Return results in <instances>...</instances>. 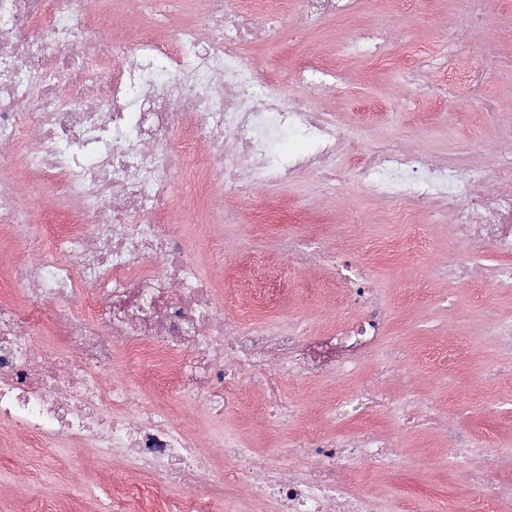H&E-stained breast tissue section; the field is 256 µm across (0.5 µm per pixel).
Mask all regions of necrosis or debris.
Wrapping results in <instances>:
<instances>
[{
    "label": "necrosis or debris",
    "mask_w": 512,
    "mask_h": 512,
    "mask_svg": "<svg viewBox=\"0 0 512 512\" xmlns=\"http://www.w3.org/2000/svg\"><path fill=\"white\" fill-rule=\"evenodd\" d=\"M205 3L207 27L184 25L166 42L141 39L123 61L113 41L98 36L112 27L103 0H0V144L22 160L0 170V232L28 212L19 181L40 182L56 201L41 215L54 251L22 253L5 274L14 291L0 296V425L128 461L138 479L113 488L114 512H215L198 488L229 485L233 473L249 474L251 497L270 512H393L340 478L355 464L398 469L399 450L381 434L312 431L301 443L285 441L261 467L228 439L219 468L158 405L139 402L125 382L97 381L121 357L148 358L156 381L188 396L242 384L247 372L272 365L307 381L347 379L373 360L389 321L368 275L375 255L413 259L408 238L384 241L355 264L337 243L310 251V265L344 269L357 310L326 342L307 341V325L292 318L254 329L219 308L180 226L165 221L171 171L193 182L204 209L216 187L247 199L304 171L341 179L338 146L349 134L310 94L335 86L339 62L354 56L393 60L421 99L452 100L458 85L443 77L447 57L393 56L404 32L374 26L353 32L335 64H300L294 80L302 92L291 95L247 63L243 47L270 39L289 6L314 24L354 14L359 0ZM284 134L308 151L278 159L270 147ZM350 174L383 201L449 214L462 251L435 267L438 278L512 288L511 154L462 168L369 141ZM487 250L501 264H478ZM44 332L59 337L60 352L36 345ZM173 485L182 498L169 497Z\"/></svg>",
    "instance_id": "4bbe7bcc"
}]
</instances>
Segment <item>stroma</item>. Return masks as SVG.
<instances>
[{
	"label": "stroma",
	"instance_id": "obj_1",
	"mask_svg": "<svg viewBox=\"0 0 512 512\" xmlns=\"http://www.w3.org/2000/svg\"><path fill=\"white\" fill-rule=\"evenodd\" d=\"M115 7L117 36L126 32L164 40L183 21L207 23L202 0H156L155 9L165 16L160 26L146 16L145 0H117ZM460 7V0H362L354 17L308 28L291 12L284 19L279 44H256L243 55L275 76L303 57H334L353 28L371 23L405 31L406 40L397 48L403 56L448 55L455 43L472 44L467 66L476 71L493 68L497 78L484 86L481 98L446 104V111L453 114L450 121H421L419 103L402 72L372 58L350 60L337 87L315 94L314 104L371 137L392 139L435 159L481 166L489 163L491 150L512 149V7L471 0L481 23L458 29L454 22ZM169 179L172 201L167 221L182 225L199 275L219 287L218 304L247 324L273 321L277 315L257 316L239 309L224 289L225 282L238 276L286 283L292 294L290 314L312 320L314 330L321 333L335 329L348 310L335 272L298 257L280 256L276 238L304 237L320 228L346 239L354 256L388 238L416 233L423 240L411 264L401 266L383 256L370 270L390 311L383 354L405 355L406 378L391 369L369 367L361 378L327 387L272 367L251 372L247 396H239L228 384L189 399L170 389L157 393L147 363H116L115 375L139 395L160 398L171 419L188 429L215 466L224 464L228 436L254 452L258 462L273 458L283 429L271 412L296 408L303 417L294 436L312 429L342 435L363 428L396 442L404 464L395 474L377 476L372 490L398 504L399 512H461L474 499L476 488L467 464H452L447 458L452 425L474 432L488 471L512 481V374L483 386L482 373L494 368L502 353L493 336L479 329L491 309L512 320V293L467 284L451 288L432 277V268L447 262L453 250L446 214L408 217L400 205L377 200L351 180L326 185L305 172L288 188L264 191L247 202L218 193L216 205L237 213L236 223L227 224L216 213L190 207L191 188L181 174H170ZM408 386L420 402L404 409L400 398ZM350 395L355 401L349 419L336 421L330 413L332 404ZM131 477L127 463L107 461L94 449L40 443L18 433L11 447L0 450V512H30L37 504L48 510L58 497L73 498L81 512H108L113 485Z\"/></svg>",
	"mask_w": 512,
	"mask_h": 512
}]
</instances>
